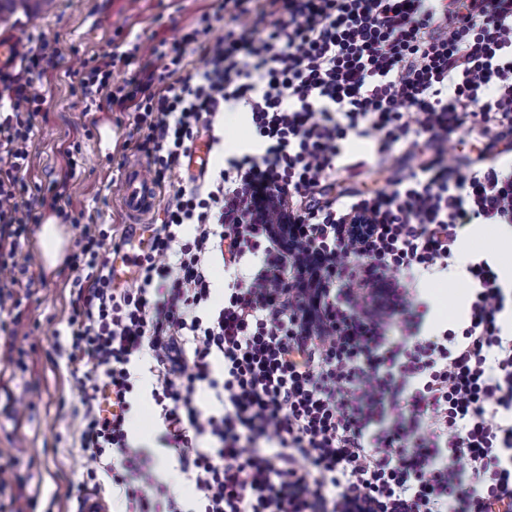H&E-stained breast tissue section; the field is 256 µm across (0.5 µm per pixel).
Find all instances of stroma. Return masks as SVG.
Wrapping results in <instances>:
<instances>
[{"label":"stroma","instance_id":"35a3bbf8","mask_svg":"<svg viewBox=\"0 0 512 512\" xmlns=\"http://www.w3.org/2000/svg\"><path fill=\"white\" fill-rule=\"evenodd\" d=\"M219 0H54L48 12L14 16L7 30L20 41L56 48L52 67L37 85L47 97L46 110L36 119L32 165L26 174L31 191L49 181L68 183L71 210L83 213V224L57 223L62 238L59 264L49 269L43 257L42 223L30 224L18 249V261H30L9 296L0 298V468L11 477L0 493V512H77V487L99 481L107 512H126V500L103 470L111 455L93 459L80 446L83 428L82 374L69 364L62 346L70 342L69 319L76 271L68 258L77 248L84 224L108 231L105 252L121 242L126 218L119 207L125 166L144 161L136 153L139 138L130 112L85 111L74 95V73L82 60L111 55L126 43L143 49L131 65L117 66L114 82L136 79L142 69L162 71L164 62L151 56L158 41L174 43L201 15L213 14ZM215 133L221 143L212 160L249 153L255 134L238 109L220 114ZM79 146L81 163L70 168L66 151ZM488 260L494 267L512 263V237L493 224H471L443 271L416 274L412 281L430 308L425 332L463 327L468 321L472 292L464 270L467 259ZM147 361L133 367L129 430L138 433V447L148 458L163 491L156 503L175 496L184 512L197 507L193 484L159 437L164 426L152 391L156 380Z\"/></svg>","mask_w":512,"mask_h":512}]
</instances>
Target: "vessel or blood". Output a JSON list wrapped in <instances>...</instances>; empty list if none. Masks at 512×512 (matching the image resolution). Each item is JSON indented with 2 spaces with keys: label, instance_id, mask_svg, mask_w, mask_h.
Listing matches in <instances>:
<instances>
[{
  "label": "vessel or blood",
  "instance_id": "b4317fda",
  "mask_svg": "<svg viewBox=\"0 0 512 512\" xmlns=\"http://www.w3.org/2000/svg\"><path fill=\"white\" fill-rule=\"evenodd\" d=\"M17 36L12 32L0 34V77L13 71L17 64ZM210 155L208 138L195 140L189 150L186 169L191 174H199L206 166ZM121 206L127 217L131 243H143L145 239L144 226L148 218L158 206V189L152 177L144 166L129 165L125 171L121 196ZM112 282L116 287H131L134 272L131 263L125 256L113 257Z\"/></svg>",
  "mask_w": 512,
  "mask_h": 512
}]
</instances>
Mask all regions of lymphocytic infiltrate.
Instances as JSON below:
<instances>
[{"label": "lymphocytic infiltrate", "mask_w": 512, "mask_h": 512, "mask_svg": "<svg viewBox=\"0 0 512 512\" xmlns=\"http://www.w3.org/2000/svg\"><path fill=\"white\" fill-rule=\"evenodd\" d=\"M246 2L222 0L234 23L222 36L201 17L166 51L163 75L114 84L134 48L76 72L86 108L135 113L156 182L225 106L247 112L266 145L174 189L134 260L136 289L113 287L107 234L85 226L67 355L83 369L82 448L119 453L126 496L142 502L154 477L123 411L129 365L146 353L199 512H512V336L498 323V275L468 266L469 323L438 336L425 335L408 288L414 272L448 269L468 224H512V0ZM185 44L207 66L182 78ZM46 61L24 50L0 89V287L16 283L29 231L24 174ZM456 131L473 139L464 175L434 151ZM352 135L373 141L390 191L329 196L336 170L369 163L345 154ZM171 253L175 267L162 266ZM217 253L233 278L214 307ZM257 254L261 266L245 270ZM202 384L221 413L199 410ZM204 436L215 451L198 447Z\"/></svg>", "instance_id": "lymphocytic-infiltrate-1"}]
</instances>
